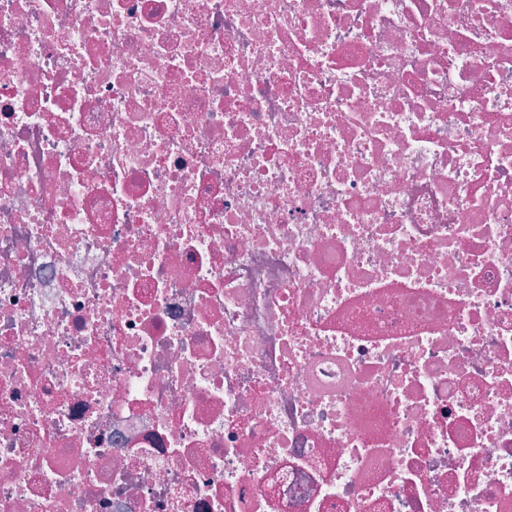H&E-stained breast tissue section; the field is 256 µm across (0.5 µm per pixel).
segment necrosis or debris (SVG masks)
<instances>
[{
  "mask_svg": "<svg viewBox=\"0 0 512 512\" xmlns=\"http://www.w3.org/2000/svg\"><path fill=\"white\" fill-rule=\"evenodd\" d=\"M0 512H512V0H0Z\"/></svg>",
  "mask_w": 512,
  "mask_h": 512,
  "instance_id": "4bbe7bcc",
  "label": "necrosis or debris"
}]
</instances>
